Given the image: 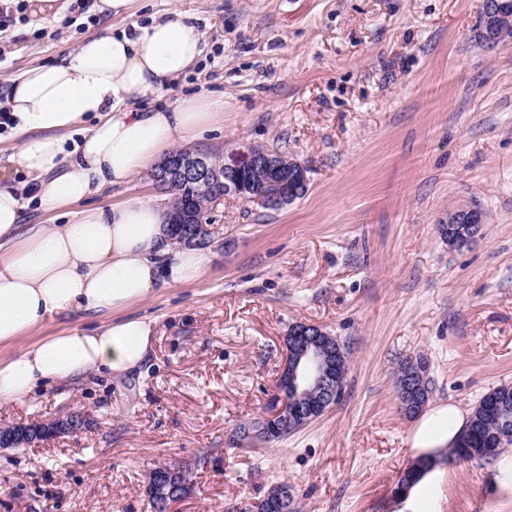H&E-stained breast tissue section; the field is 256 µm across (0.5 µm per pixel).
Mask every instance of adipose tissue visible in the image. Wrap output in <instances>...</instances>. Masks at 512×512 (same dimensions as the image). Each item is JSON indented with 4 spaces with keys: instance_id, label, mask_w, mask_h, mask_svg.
Instances as JSON below:
<instances>
[{
    "instance_id": "obj_1",
    "label": "adipose tissue",
    "mask_w": 512,
    "mask_h": 512,
    "mask_svg": "<svg viewBox=\"0 0 512 512\" xmlns=\"http://www.w3.org/2000/svg\"><path fill=\"white\" fill-rule=\"evenodd\" d=\"M202 50L196 16L174 7L132 32L89 36L67 56L12 79L0 105L12 117L17 164L38 190L28 199L11 182L0 183V343L20 345L0 360V404L26 401L55 382L139 369L154 330L126 309L204 274L208 253L175 247L156 203L133 195L109 207L87 205L209 126L213 104L203 97L150 112L133 108L189 69ZM32 207L53 223L25 224ZM75 311L116 318L95 331L72 328L27 342L47 319ZM468 418L455 403H441L414 425L410 446L429 466L407 496L422 512L431 507L438 452L454 445Z\"/></svg>"
}]
</instances>
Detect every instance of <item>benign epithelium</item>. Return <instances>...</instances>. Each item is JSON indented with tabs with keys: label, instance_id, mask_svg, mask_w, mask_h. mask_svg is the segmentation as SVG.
Wrapping results in <instances>:
<instances>
[{
	"label": "benign epithelium",
	"instance_id": "benign-epithelium-1",
	"mask_svg": "<svg viewBox=\"0 0 512 512\" xmlns=\"http://www.w3.org/2000/svg\"><path fill=\"white\" fill-rule=\"evenodd\" d=\"M243 161L236 164L212 163L205 153L182 152L164 158L152 171L151 177L171 173L184 182L212 191V205L224 198H241L249 193L250 183L244 173L260 171L266 180L264 190L256 200L266 208L282 209L295 201L307 187L306 168L293 160L284 158L256 145L243 144L239 149ZM448 223L469 224L473 233H478L483 224V215L474 208L461 204L448 211ZM338 351L332 337L321 327L300 322L286 338V352L278 374L276 398L283 403L294 402L292 415L305 417L312 423L327 411L326 403L335 400L340 382ZM87 417L73 410L45 420L54 428L49 437L76 433L84 428ZM191 482L184 469L177 466H161L148 474L147 495L156 510L169 509L176 499L190 494ZM271 507L276 512H289V497L285 493L272 495V502L251 501L243 506L238 503L226 507L227 512H263Z\"/></svg>",
	"mask_w": 512,
	"mask_h": 512
}]
</instances>
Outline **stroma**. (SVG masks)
I'll return each instance as SVG.
<instances>
[{
  "label": "stroma",
  "mask_w": 512,
  "mask_h": 512,
  "mask_svg": "<svg viewBox=\"0 0 512 512\" xmlns=\"http://www.w3.org/2000/svg\"><path fill=\"white\" fill-rule=\"evenodd\" d=\"M0 28V90L86 37L179 7L203 53L158 108L207 96L219 109L187 148L236 161L238 144L307 170L280 210L228 197L213 214L198 281L126 309L154 322L140 372L59 384L0 406V421L79 408V433L0 450V512H151L147 472L190 469L172 512H224L285 482L297 512H405L414 462L395 389L400 362L424 359L430 404L472 411L512 384V42L476 38L483 0H134L126 18L57 0L63 20L12 0ZM465 203L484 223L467 246L438 226ZM298 322L349 353L340 399L318 421L257 451L229 445L266 413L284 339ZM435 512H512L493 463H441Z\"/></svg>",
  "instance_id": "35a3bbf8"
}]
</instances>
